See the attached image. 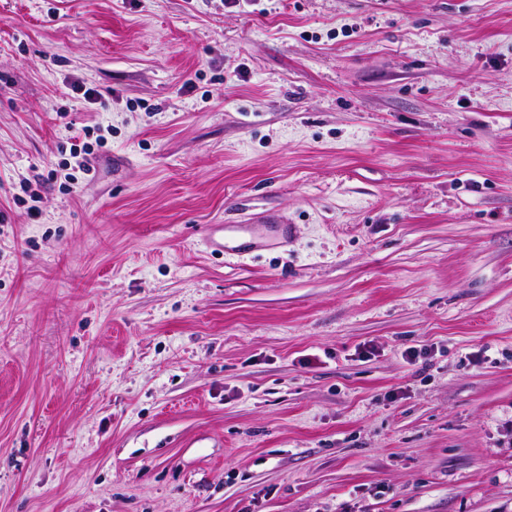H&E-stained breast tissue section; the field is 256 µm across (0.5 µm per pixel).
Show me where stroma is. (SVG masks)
<instances>
[{"label":"stroma","instance_id":"35a3bbf8","mask_svg":"<svg viewBox=\"0 0 512 512\" xmlns=\"http://www.w3.org/2000/svg\"><path fill=\"white\" fill-rule=\"evenodd\" d=\"M0 512H512V0H0ZM94 147L91 143L84 142L82 146L79 144H71L70 147V156L74 159V164L72 165L69 161V169L73 172L68 174V178L72 181L77 180L78 176L85 178L89 176L93 170V167L90 163V155L93 154ZM210 224L206 227L205 241L212 253L232 257H258L271 247H280L288 240L284 224Z\"/></svg>","mask_w":512,"mask_h":512}]
</instances>
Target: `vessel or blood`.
Instances as JSON below:
<instances>
[{"label":"vessel or blood","instance_id":"1","mask_svg":"<svg viewBox=\"0 0 512 512\" xmlns=\"http://www.w3.org/2000/svg\"><path fill=\"white\" fill-rule=\"evenodd\" d=\"M288 240V229L282 224H211L206 228L205 241L212 253L232 257H256L271 247Z\"/></svg>","mask_w":512,"mask_h":512}]
</instances>
